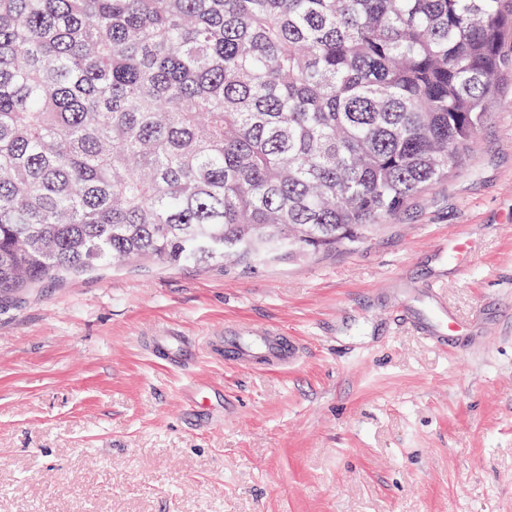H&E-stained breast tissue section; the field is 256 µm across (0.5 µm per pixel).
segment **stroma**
Returning <instances> with one entry per match:
<instances>
[{"instance_id":"stroma-1","label":"stroma","mask_w":512,"mask_h":512,"mask_svg":"<svg viewBox=\"0 0 512 512\" xmlns=\"http://www.w3.org/2000/svg\"><path fill=\"white\" fill-rule=\"evenodd\" d=\"M499 98L447 181L359 247L0 299V512H512V71ZM435 289L480 353L416 330ZM250 326L299 359L225 363L221 333ZM168 331L194 362L152 355Z\"/></svg>"}]
</instances>
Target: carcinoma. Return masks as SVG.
I'll list each match as a JSON object with an SVG mask.
<instances>
[{
  "label": "carcinoma",
  "mask_w": 512,
  "mask_h": 512,
  "mask_svg": "<svg viewBox=\"0 0 512 512\" xmlns=\"http://www.w3.org/2000/svg\"><path fill=\"white\" fill-rule=\"evenodd\" d=\"M512 0H0V297L364 242L498 104Z\"/></svg>",
  "instance_id": "obj_1"
}]
</instances>
